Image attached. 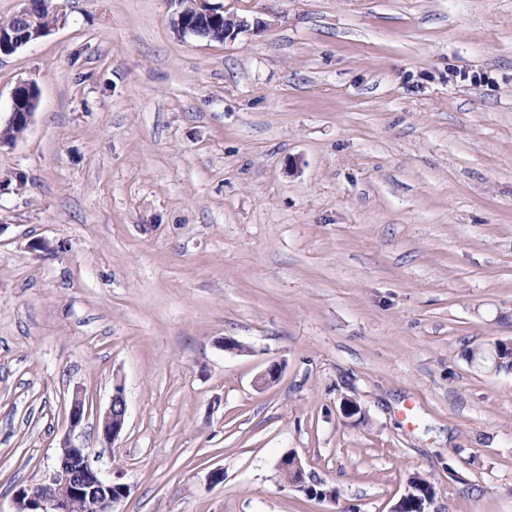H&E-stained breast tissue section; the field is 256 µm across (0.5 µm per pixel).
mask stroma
<instances>
[{
	"label": "stroma",
	"instance_id": "35a3bbf8",
	"mask_svg": "<svg viewBox=\"0 0 512 512\" xmlns=\"http://www.w3.org/2000/svg\"><path fill=\"white\" fill-rule=\"evenodd\" d=\"M223 4L219 43L69 0L0 55L1 109L41 93L0 146V512L66 440L115 512H392L413 472L512 512V370L467 359L512 341V0ZM40 102V90L34 82H19L11 91L8 118L4 126L21 128L24 131L30 125ZM128 413L127 398L122 384H115L113 387L110 405L102 416H99V425L106 447L119 438L126 424Z\"/></svg>",
	"mask_w": 512,
	"mask_h": 512
}]
</instances>
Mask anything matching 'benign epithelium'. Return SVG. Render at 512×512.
<instances>
[{
    "instance_id": "1",
    "label": "benign epithelium",
    "mask_w": 512,
    "mask_h": 512,
    "mask_svg": "<svg viewBox=\"0 0 512 512\" xmlns=\"http://www.w3.org/2000/svg\"><path fill=\"white\" fill-rule=\"evenodd\" d=\"M178 9L172 15L173 27L183 35L210 41L232 39L248 28L247 21L225 14L224 5L212 0H172ZM65 6L51 0H24L17 17L28 27L29 34L20 37L14 31L0 29V54L10 55L32 41L47 35L65 18ZM40 102V90L33 82H20L11 91L7 128L27 129ZM88 408L82 396L74 394L69 410L70 430L79 428ZM128 413L127 398L122 384L113 387L110 405L99 417L102 437L112 445L125 428ZM128 488L116 480H106L88 462L86 449L69 442L60 447L52 473L35 486L24 487L15 495L16 512H114L115 506L127 495ZM434 496L415 495L408 486L407 493L391 512H430Z\"/></svg>"
}]
</instances>
